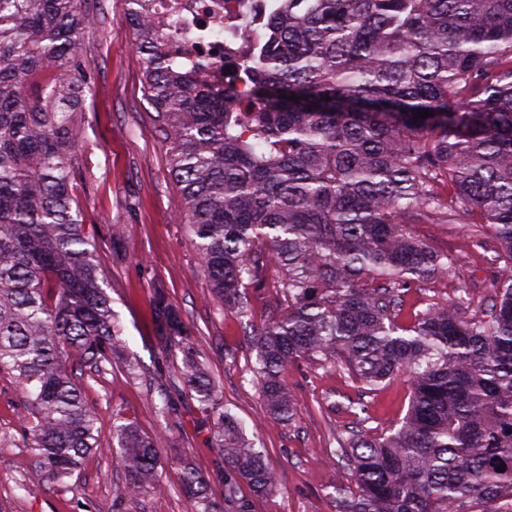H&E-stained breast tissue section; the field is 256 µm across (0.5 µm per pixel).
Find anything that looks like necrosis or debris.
<instances>
[{"label": "necrosis or debris", "instance_id": "1", "mask_svg": "<svg viewBox=\"0 0 512 512\" xmlns=\"http://www.w3.org/2000/svg\"><path fill=\"white\" fill-rule=\"evenodd\" d=\"M152 17L178 29L169 45L175 58L216 87L247 93L238 64L251 49L249 31L264 25L266 0H153Z\"/></svg>", "mask_w": 512, "mask_h": 512}]
</instances>
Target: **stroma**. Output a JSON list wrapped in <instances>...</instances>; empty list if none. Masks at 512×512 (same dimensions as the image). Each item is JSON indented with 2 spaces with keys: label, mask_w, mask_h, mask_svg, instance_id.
Listing matches in <instances>:
<instances>
[{
  "label": "stroma",
  "mask_w": 512,
  "mask_h": 512,
  "mask_svg": "<svg viewBox=\"0 0 512 512\" xmlns=\"http://www.w3.org/2000/svg\"><path fill=\"white\" fill-rule=\"evenodd\" d=\"M83 6L93 21L81 57L92 90L80 107L81 151L73 193L85 231L96 244L120 344L96 371L83 367L77 354L67 360L68 368L79 372L97 418L100 453L89 456L72 479L56 485L37 475L28 449L0 448V507L5 512H99L115 505L120 512H190L178 481L184 459L205 481L211 501L223 504L224 461L212 446L211 429L193 394H186L180 415L158 412L171 378L193 361L214 382L219 409L243 420L247 437L264 450L278 477L277 488L264 495L240 485V495L253 501V512H336L329 492L345 483L346 473L329 466L327 457L336 447V431L352 421L349 400L364 404L371 426L387 429L407 410L408 385L399 376L367 391L334 369L299 359L283 374L293 396V420L285 423L267 414L244 326H262L276 312L277 291L268 282L277 272L268 269L267 284L250 288L249 320L225 311L214 298L197 239L178 219L185 201L170 170L171 139L143 96V56L135 49L130 4L84 0ZM411 231L438 255L456 259L458 267L405 291L403 320L429 304L456 300L465 288L472 296L471 311L483 308L499 266L495 241L478 246L469 224H415ZM161 302L181 320L180 343L168 351L157 324ZM25 413L21 387L0 377V430L20 433ZM118 419L157 439L160 491L123 497L125 476L112 458Z\"/></svg>",
  "instance_id": "35a3bbf8"
}]
</instances>
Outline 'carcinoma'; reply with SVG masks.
Listing matches in <instances>:
<instances>
[{"mask_svg": "<svg viewBox=\"0 0 512 512\" xmlns=\"http://www.w3.org/2000/svg\"><path fill=\"white\" fill-rule=\"evenodd\" d=\"M79 2L0 0V375L28 398L21 441L53 483L98 448L69 352L96 368L120 332L71 188L88 81L67 62L93 25ZM177 36L138 30L144 95L224 310L248 316V286L279 269L282 316L247 324L267 412L292 420L297 358L369 390L409 385L400 427L372 433L355 411L337 434L352 480L336 512H512V0H272L240 63L245 101L171 57ZM409 224L495 238L503 266L480 313L460 296L399 319L403 289L454 266ZM161 321L170 344L179 317ZM184 376L208 411L214 385L194 365ZM114 430L123 495L158 490L154 440ZM213 438L224 500L252 512L240 484L268 493L276 473L230 412ZM179 478L191 512H215L190 463Z\"/></svg>", "mask_w": 512, "mask_h": 512, "instance_id": "cac0c4a2", "label": "carcinoma"}]
</instances>
